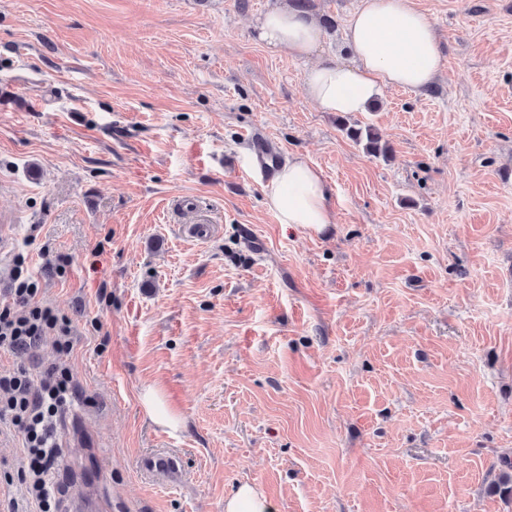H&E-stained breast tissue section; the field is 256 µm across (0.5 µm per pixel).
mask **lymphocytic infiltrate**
Wrapping results in <instances>:
<instances>
[{
    "label": "lymphocytic infiltrate",
    "mask_w": 512,
    "mask_h": 512,
    "mask_svg": "<svg viewBox=\"0 0 512 512\" xmlns=\"http://www.w3.org/2000/svg\"><path fill=\"white\" fill-rule=\"evenodd\" d=\"M38 294V280L23 264H16L9 299L0 304V349L31 351L49 341L60 355H69L73 349L70 322L40 303ZM73 394L72 372L62 363L48 366L36 381L20 369L0 372V424L22 437L18 479L34 512H56L61 450L55 426Z\"/></svg>",
    "instance_id": "f902f5d3"
}]
</instances>
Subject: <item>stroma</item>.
<instances>
[{
    "mask_svg": "<svg viewBox=\"0 0 512 512\" xmlns=\"http://www.w3.org/2000/svg\"><path fill=\"white\" fill-rule=\"evenodd\" d=\"M358 2L310 0L317 58ZM414 2L435 86L342 117L259 40L275 0H0V300L21 255L72 324L62 502L95 479L112 512H224L249 481L275 512H512V0ZM255 133L323 172L335 223L278 222ZM158 448L179 487L141 476ZM21 460L0 432V512L31 510ZM342 130L356 142L360 143L362 140H365V150L372 156L386 157L390 152L389 144L383 140L378 129L374 126L368 125L363 129L361 127L356 128L355 126H346V124H344ZM141 403L150 419L163 427L174 428L178 420L167 410L162 402L159 391L151 386L147 387L141 396Z\"/></svg>",
    "mask_w": 512,
    "mask_h": 512,
    "instance_id": "stroma-1",
    "label": "stroma"
}]
</instances>
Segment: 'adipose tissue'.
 I'll return each mask as SVG.
<instances>
[{
	"mask_svg": "<svg viewBox=\"0 0 512 512\" xmlns=\"http://www.w3.org/2000/svg\"><path fill=\"white\" fill-rule=\"evenodd\" d=\"M258 30L267 47L302 60H311L325 37L317 18L293 0L267 11ZM345 41L350 62L311 60L304 76L306 98L325 112L366 111L386 89L424 93L444 69L435 27L413 0H360L346 24ZM264 197L279 223L317 234L335 221L326 179L303 160L281 166Z\"/></svg>",
	"mask_w": 512,
	"mask_h": 512,
	"instance_id": "obj_1",
	"label": "adipose tissue"
}]
</instances>
